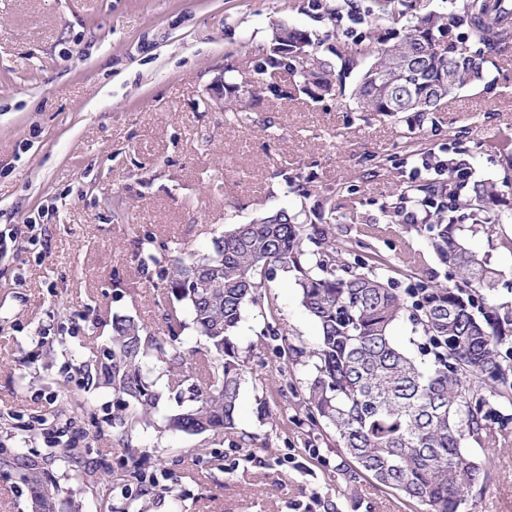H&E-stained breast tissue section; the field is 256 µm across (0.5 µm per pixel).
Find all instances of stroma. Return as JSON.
<instances>
[{"label":"stroma","mask_w":512,"mask_h":512,"mask_svg":"<svg viewBox=\"0 0 512 512\" xmlns=\"http://www.w3.org/2000/svg\"><path fill=\"white\" fill-rule=\"evenodd\" d=\"M329 19L309 0H0V512H29L21 480L33 458L68 445L53 467L50 512H428L371 477L345 484L332 429L304 408L319 338L292 274L277 272L264 305H246L238 347L246 362L238 416L223 437L163 431L174 381L148 428L132 437L166 493L141 496L126 474L112 427L116 397L98 376L114 315L165 335L170 298L139 272L141 241L199 254L226 224L314 201L333 212L336 245L359 241L400 272L445 280L423 236L392 223L398 185L427 178L412 140L438 149L461 141L457 162L494 181L512 176V55H497L486 82L464 87L417 128L355 111L335 91L259 99L226 95L205 105L216 78L258 77L273 27L297 26L347 51L368 36L375 0H330ZM301 174L311 198L283 174ZM482 214L455 212L473 248L502 275L492 303L512 319V224L476 230ZM278 335L264 334L263 307ZM72 417L64 432L58 423ZM46 433L26 438L31 425ZM254 436L245 444L244 436ZM473 455L491 464L461 512H512V423L492 427ZM108 468L106 496L81 472Z\"/></svg>","instance_id":"stroma-1"}]
</instances>
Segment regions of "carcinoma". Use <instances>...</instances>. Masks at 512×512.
Wrapping results in <instances>:
<instances>
[{"instance_id": "obj_1", "label": "carcinoma", "mask_w": 512, "mask_h": 512, "mask_svg": "<svg viewBox=\"0 0 512 512\" xmlns=\"http://www.w3.org/2000/svg\"><path fill=\"white\" fill-rule=\"evenodd\" d=\"M390 3L379 0L377 34L340 67L322 55L309 31L282 25L272 32L267 65L277 68L280 49L288 47V70L309 97L330 93L356 70L350 93L356 110L396 120L411 114L422 124L462 88L485 82L488 54L512 42V0H461L453 13L415 19ZM511 184L475 180L466 194L448 195L422 183L396 194L394 215L411 193L427 211L429 223L417 232L454 272L451 284L420 280L402 291L385 256L350 261L352 250L336 249L329 225L304 224L285 209L232 225L202 256L172 259L163 243L142 250V274L176 301L164 314L168 339L117 315L101 369L117 396L113 420L141 493L159 488L140 468L142 449L132 443V431L149 423L162 399L152 366L162 365L180 386L189 383L190 404L176 393L165 429L219 438L234 428L243 372L236 330L244 306L257 303L279 269L294 273L301 304L319 327L306 410L313 422L334 428L350 459L339 475L351 483L369 474L429 512H460L466 494L488 477L467 444L485 441L493 424L512 422V353L502 351L512 323L500 321L489 303L499 271L466 244L459 225L447 223L448 199L478 204L493 227L511 224L512 209L497 208ZM404 319L420 333L423 361L393 334ZM189 328L208 342L203 375L195 378L185 374L177 346ZM49 464L45 457L23 474L32 501L46 509L57 490Z\"/></svg>"}]
</instances>
